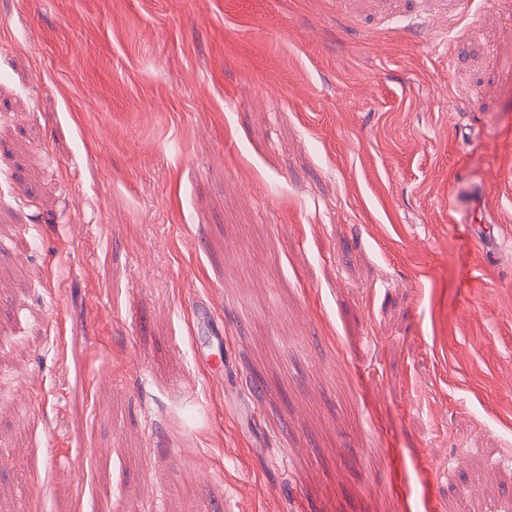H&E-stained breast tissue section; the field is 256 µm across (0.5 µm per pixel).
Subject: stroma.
<instances>
[{
	"mask_svg": "<svg viewBox=\"0 0 512 512\" xmlns=\"http://www.w3.org/2000/svg\"><path fill=\"white\" fill-rule=\"evenodd\" d=\"M0 512H512V0H0ZM486 193L485 185L455 189L451 192V209L466 219L475 201L484 197Z\"/></svg>",
	"mask_w": 512,
	"mask_h": 512,
	"instance_id": "obj_1",
	"label": "stroma"
}]
</instances>
